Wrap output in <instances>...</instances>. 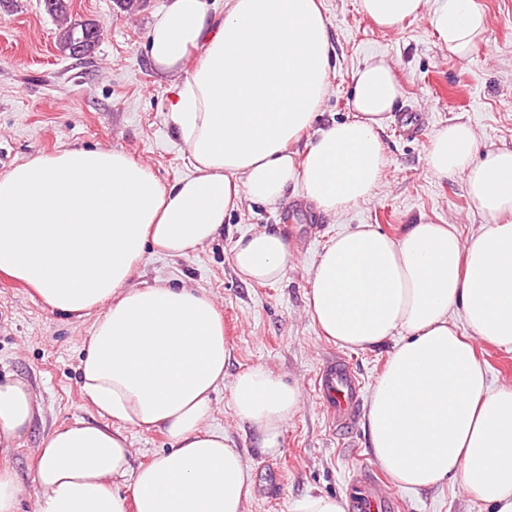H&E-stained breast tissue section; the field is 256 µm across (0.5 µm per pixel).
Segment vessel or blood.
I'll return each mask as SVG.
<instances>
[{
  "mask_svg": "<svg viewBox=\"0 0 512 512\" xmlns=\"http://www.w3.org/2000/svg\"><path fill=\"white\" fill-rule=\"evenodd\" d=\"M318 385L337 431L350 433L360 408L353 372L342 358H331L319 373ZM357 482V490L348 497V512H399L400 502L383 478L362 469L358 472Z\"/></svg>",
  "mask_w": 512,
  "mask_h": 512,
  "instance_id": "obj_1",
  "label": "vessel or blood"
}]
</instances>
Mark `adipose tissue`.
<instances>
[{
	"label": "adipose tissue",
	"mask_w": 512,
	"mask_h": 512,
	"mask_svg": "<svg viewBox=\"0 0 512 512\" xmlns=\"http://www.w3.org/2000/svg\"><path fill=\"white\" fill-rule=\"evenodd\" d=\"M428 0H359L391 28ZM474 0H443L435 18L449 55L484 40ZM200 60L192 71L184 62ZM147 55L177 78L167 123L190 176L162 186L151 168L115 149L37 154L0 176V273L51 309L94 316L79 365L99 422L77 420L36 450V512H246L253 474L207 421L224 382V320L192 284L134 288L146 249L171 257L204 246L242 198L276 206L289 186L327 215L368 198L381 181L379 131L398 85L385 58L358 72L353 118L321 130L303 158L289 143L326 94L330 40L318 0H168L152 21ZM431 174H463L490 226L463 240L450 224H412L392 238L369 224L324 246L308 293L320 336L365 350L398 343L375 383L366 427L379 466L404 490L458 480L493 512H512V387L488 385L474 343L512 350V148L478 150L468 122L436 130ZM290 256L274 231L242 236L232 261L247 284L279 282ZM462 311V323L449 316ZM467 333H460V326ZM297 385L267 368L240 373L236 416L275 438L301 405ZM35 419L31 392L0 382V447H18ZM164 431L176 446L131 470L127 428ZM134 474L131 496L118 483Z\"/></svg>",
	"instance_id": "adipose-tissue-1"
}]
</instances>
